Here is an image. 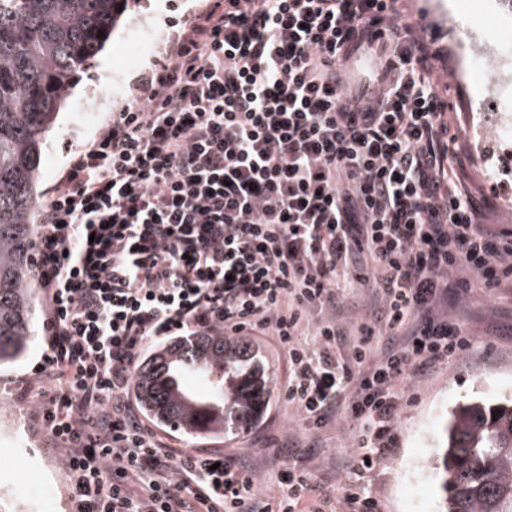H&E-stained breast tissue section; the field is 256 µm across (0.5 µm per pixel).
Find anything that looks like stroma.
I'll list each match as a JSON object with an SVG mask.
<instances>
[{
    "label": "stroma",
    "instance_id": "obj_1",
    "mask_svg": "<svg viewBox=\"0 0 512 512\" xmlns=\"http://www.w3.org/2000/svg\"><path fill=\"white\" fill-rule=\"evenodd\" d=\"M208 0H140L132 13L110 36L102 57L91 60L60 110L49 132L41 156V197H49L55 183L69 166L75 151L104 131L112 113L126 100L134 82L163 56L177 22ZM415 8L427 11L440 25L448 49V101L460 124L457 150L466 159L464 179L501 223L512 225V211H504L499 198L502 183L512 184V175L499 180L495 172L500 148H485L486 173H479L468 142L466 105L482 97L485 85L481 73L490 60L485 45L496 42L498 24L512 25V13L501 0H489L481 21L470 23L477 37L463 38L460 23L466 19L465 0H412ZM133 56V63L121 66L120 54ZM448 312L460 318L474 340L472 354L435 371L421 388L420 400L405 406L400 414V447L394 460L374 474H359L349 460L354 453L356 423L341 416L338 423L316 432L295 421L281 392L288 373V359L271 337L252 336L269 375L268 406L260 421L242 433L222 438L175 433L179 448H220L225 456L249 464L262 494L279 493L278 474L285 465L312 467L318 485L336 490L341 482L361 481L372 487L381 512H437L439 488L424 468V459L437 446L443 416L460 400L478 395L492 396L512 391V288L505 286L484 295L448 298ZM44 306H37L32 338L26 353L17 361L0 366V406L9 407L20 439L0 440V512H27L19 493L38 485L56 503L54 512H71L67 477L60 452L34 418L32 405L15 401L13 382L28 374L43 347Z\"/></svg>",
    "mask_w": 512,
    "mask_h": 512
}]
</instances>
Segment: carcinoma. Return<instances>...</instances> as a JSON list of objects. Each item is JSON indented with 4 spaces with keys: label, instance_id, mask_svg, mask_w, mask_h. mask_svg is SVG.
Instances as JSON below:
<instances>
[{
    "label": "carcinoma",
    "instance_id": "cac0c4a2",
    "mask_svg": "<svg viewBox=\"0 0 512 512\" xmlns=\"http://www.w3.org/2000/svg\"><path fill=\"white\" fill-rule=\"evenodd\" d=\"M138 2L0 0V364L21 357L31 336V216L46 135L87 62ZM188 369L221 392L188 389ZM135 389L158 423L214 438L258 422L268 398L257 353L216 333L154 353ZM440 444L431 461L438 512H512L511 395L454 406Z\"/></svg>",
    "mask_w": 512,
    "mask_h": 512
}]
</instances>
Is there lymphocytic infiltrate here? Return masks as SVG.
Masks as SVG:
<instances>
[{
  "mask_svg": "<svg viewBox=\"0 0 512 512\" xmlns=\"http://www.w3.org/2000/svg\"><path fill=\"white\" fill-rule=\"evenodd\" d=\"M447 68L401 0H213L184 17L74 153L31 244L47 317L16 397L61 443L74 512H320L304 467L262 499L240 462L146 422L137 365L175 336L275 337L297 420L347 411L360 472L395 457L403 406L473 348L448 296L512 284V226L461 178ZM357 283L373 312L349 330L336 310Z\"/></svg>",
  "mask_w": 512,
  "mask_h": 512,
  "instance_id": "lymphocytic-infiltrate-1",
  "label": "lymphocytic infiltrate"
}]
</instances>
